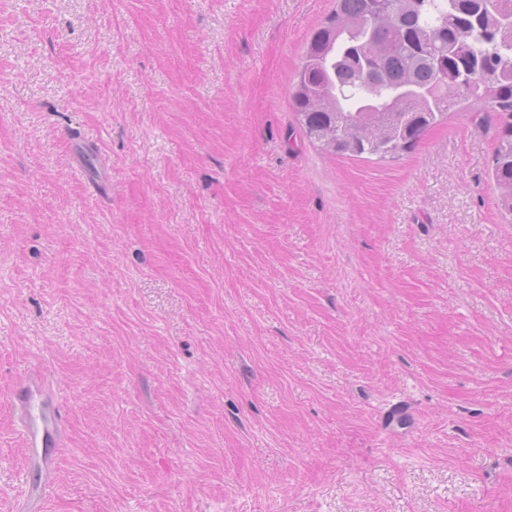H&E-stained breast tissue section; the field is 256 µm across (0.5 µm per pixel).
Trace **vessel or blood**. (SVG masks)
Instances as JSON below:
<instances>
[{
    "label": "vessel or blood",
    "mask_w": 512,
    "mask_h": 512,
    "mask_svg": "<svg viewBox=\"0 0 512 512\" xmlns=\"http://www.w3.org/2000/svg\"><path fill=\"white\" fill-rule=\"evenodd\" d=\"M28 458L24 477L26 512H42L41 503L50 483L55 450L66 438V421L47 375L31 370L7 396Z\"/></svg>",
    "instance_id": "vessel-or-blood-1"
}]
</instances>
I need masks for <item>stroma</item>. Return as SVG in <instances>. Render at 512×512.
<instances>
[{"label": "stroma", "instance_id": "35a3bbf8", "mask_svg": "<svg viewBox=\"0 0 512 512\" xmlns=\"http://www.w3.org/2000/svg\"><path fill=\"white\" fill-rule=\"evenodd\" d=\"M332 8L0 0V512L34 367L67 412L44 512H512L493 138L459 109L395 160L310 144ZM91 154L88 145L77 138L72 139V151L71 156L73 160L79 166L82 174L87 177L88 182L94 189H98L103 183H106L109 174L103 169H98L94 177H90L86 172L85 160L86 157Z\"/></svg>", "mask_w": 512, "mask_h": 512}]
</instances>
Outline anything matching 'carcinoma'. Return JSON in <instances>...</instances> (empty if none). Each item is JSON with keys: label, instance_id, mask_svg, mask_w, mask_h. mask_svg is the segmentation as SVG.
Returning <instances> with one entry per match:
<instances>
[{"label": "carcinoma", "instance_id": "obj_1", "mask_svg": "<svg viewBox=\"0 0 512 512\" xmlns=\"http://www.w3.org/2000/svg\"><path fill=\"white\" fill-rule=\"evenodd\" d=\"M336 0L295 73L296 124L326 153L379 160L409 152L455 107L493 134L490 177L512 215V0ZM381 71L353 75L349 59Z\"/></svg>", "mask_w": 512, "mask_h": 512}]
</instances>
